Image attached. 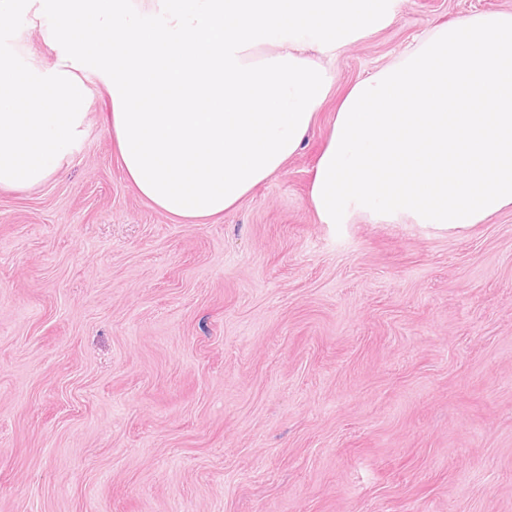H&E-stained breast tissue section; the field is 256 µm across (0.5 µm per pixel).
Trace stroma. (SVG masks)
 <instances>
[{
	"label": "stroma",
	"instance_id": "1",
	"mask_svg": "<svg viewBox=\"0 0 512 512\" xmlns=\"http://www.w3.org/2000/svg\"><path fill=\"white\" fill-rule=\"evenodd\" d=\"M512 0H402L303 149L183 224L100 85L73 158L0 189V512H512V208L467 234L309 205L348 87Z\"/></svg>",
	"mask_w": 512,
	"mask_h": 512
}]
</instances>
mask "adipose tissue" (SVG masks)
I'll return each instance as SVG.
<instances>
[{"label":"adipose tissue","instance_id":"ef3b65f1","mask_svg":"<svg viewBox=\"0 0 512 512\" xmlns=\"http://www.w3.org/2000/svg\"><path fill=\"white\" fill-rule=\"evenodd\" d=\"M400 0H0L45 27L49 62L0 50V187L41 185L85 132L93 74L126 176L194 224L235 210L302 149L338 75L320 61Z\"/></svg>","mask_w":512,"mask_h":512}]
</instances>
